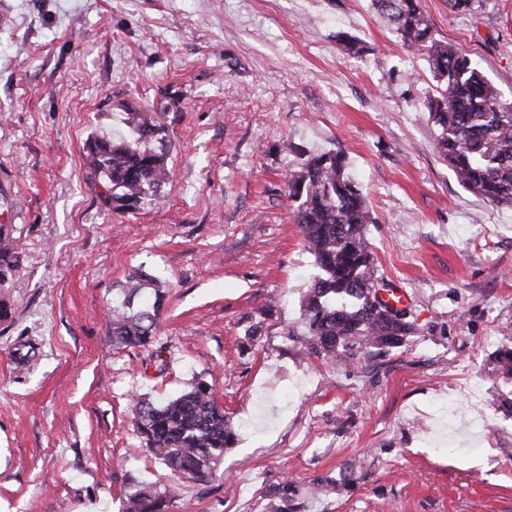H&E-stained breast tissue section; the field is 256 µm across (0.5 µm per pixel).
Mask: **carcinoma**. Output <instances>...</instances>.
I'll list each match as a JSON object with an SVG mask.
<instances>
[{
	"label": "carcinoma",
	"instance_id": "cac0c4a2",
	"mask_svg": "<svg viewBox=\"0 0 512 512\" xmlns=\"http://www.w3.org/2000/svg\"><path fill=\"white\" fill-rule=\"evenodd\" d=\"M378 14L403 45L422 51L438 96L426 102L435 125L437 149L457 182L470 194L492 204L512 206V103L468 54L435 40L432 23L421 0H372ZM124 124L134 136L102 135L86 148L91 178L100 180L101 196L114 209L129 212L162 199L169 183V147L165 127L154 112L129 109ZM288 197L296 202L295 220L314 257L315 273L301 300L297 329L306 353L350 364L361 356L385 353L402 346L414 334L406 312L390 308L376 294V262L365 237L374 223L360 186L349 176L340 152L307 156L289 174ZM12 225L0 224V284L20 264ZM144 284L125 289L112 308V342L145 348L159 328L163 293L154 298ZM494 374L512 384V348L497 352ZM136 427L149 451L178 480L206 481L235 440L224 408L208 384L198 380L179 395L154 402L137 398ZM354 467L346 465L339 478L312 487L321 494L353 482ZM297 489L286 479L269 492L278 505L271 512H296ZM172 496L141 485L124 503L123 512H169Z\"/></svg>",
	"mask_w": 512,
	"mask_h": 512
}]
</instances>
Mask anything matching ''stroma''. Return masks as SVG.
Returning <instances> with one entry per match:
<instances>
[{
	"label": "stroma",
	"instance_id": "1",
	"mask_svg": "<svg viewBox=\"0 0 512 512\" xmlns=\"http://www.w3.org/2000/svg\"><path fill=\"white\" fill-rule=\"evenodd\" d=\"M5 2L0 215L20 265L0 285V512H122L142 482L175 488L171 512H267L268 487L351 460L358 484L308 512H512V410L488 378L512 346V207L458 184L425 108L428 63L371 0ZM423 8L511 102L512 0ZM127 103L171 141L164 198L132 213L83 162ZM324 151L345 153L379 280L406 290L416 328L353 365L287 334L315 268L286 176ZM141 276L165 300L153 345L131 350L108 317ZM198 378L236 440L210 481L178 483L134 404Z\"/></svg>",
	"mask_w": 512,
	"mask_h": 512
}]
</instances>
